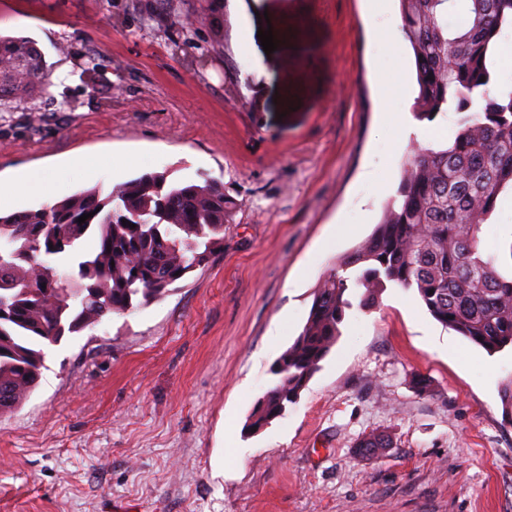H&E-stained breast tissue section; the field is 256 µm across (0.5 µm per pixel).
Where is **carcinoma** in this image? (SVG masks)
<instances>
[{
    "label": "carcinoma",
    "instance_id": "1",
    "mask_svg": "<svg viewBox=\"0 0 512 512\" xmlns=\"http://www.w3.org/2000/svg\"><path fill=\"white\" fill-rule=\"evenodd\" d=\"M401 32L415 58L412 115H461L446 142L415 144L408 168L371 237L340 258L312 293L307 321L276 359V381L255 404L262 429L300 398L341 335L352 299L372 308L389 288L413 289L428 312L489 353L512 346V243L484 248L483 225L512 189V85L490 90L494 56L512 30V0H399ZM50 81L43 53L24 37H0V106ZM481 106L474 108V100ZM237 204L217 183L143 173L51 205L0 213V416L39 385L45 347L167 295L224 249ZM92 217L84 223L78 218ZM135 228H130V225ZM92 236L91 252L80 249ZM390 446L369 434L359 448Z\"/></svg>",
    "mask_w": 512,
    "mask_h": 512
}]
</instances>
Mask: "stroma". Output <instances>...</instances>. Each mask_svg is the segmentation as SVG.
I'll return each instance as SVG.
<instances>
[{
  "mask_svg": "<svg viewBox=\"0 0 512 512\" xmlns=\"http://www.w3.org/2000/svg\"><path fill=\"white\" fill-rule=\"evenodd\" d=\"M387 3L257 0L253 27L303 21L268 54L229 0H0V34L31 38L52 73L0 112V180L30 168L53 190L1 212L153 171L238 203L223 250L167 296L46 348L38 388L0 417V512H512V351L444 328L411 290L347 311L298 402L246 428L410 154L392 115L412 107L393 93L414 59ZM483 236L512 243L511 189ZM372 433L391 446L366 457Z\"/></svg>",
  "mask_w": 512,
  "mask_h": 512,
  "instance_id": "35a3bbf8",
  "label": "stroma"
}]
</instances>
